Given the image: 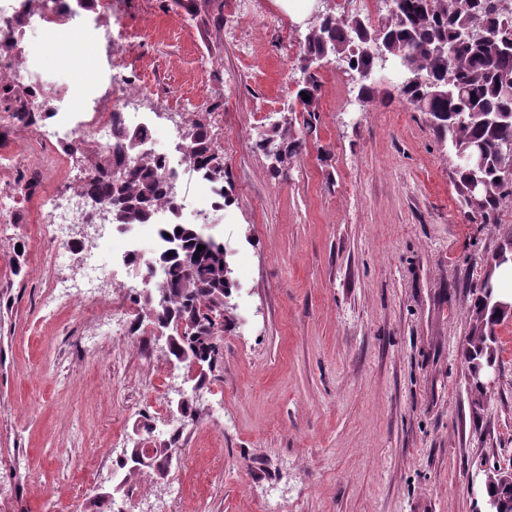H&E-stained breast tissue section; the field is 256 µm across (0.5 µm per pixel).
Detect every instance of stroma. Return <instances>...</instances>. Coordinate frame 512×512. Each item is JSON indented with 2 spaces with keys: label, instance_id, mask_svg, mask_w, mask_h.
Listing matches in <instances>:
<instances>
[{
  "label": "stroma",
  "instance_id": "1",
  "mask_svg": "<svg viewBox=\"0 0 512 512\" xmlns=\"http://www.w3.org/2000/svg\"><path fill=\"white\" fill-rule=\"evenodd\" d=\"M252 22L224 0L220 32L177 0H112L124 73L167 113L153 137L221 95L233 199L205 234L229 252L235 324L202 392L166 493L149 477L117 496L142 512H475L480 462L512 467V318L495 329L500 380L468 384L469 311L486 260L512 238L460 205L453 161L426 115L403 104L389 73L383 97L353 107L352 73L327 64L321 123L308 151L273 178L253 147L295 97L298 30L314 7L254 0ZM32 78L87 87L102 56L88 34H28ZM253 53L242 58L241 42ZM51 240L36 224L0 226V512H71L112 485V461L141 414L158 429L186 369L166 356L125 291L143 269L99 243L87 297L40 311ZM126 312L138 339L97 335L89 305Z\"/></svg>",
  "mask_w": 512,
  "mask_h": 512
}]
</instances>
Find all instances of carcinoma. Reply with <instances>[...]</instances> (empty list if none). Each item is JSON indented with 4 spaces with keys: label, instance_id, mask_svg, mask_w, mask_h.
<instances>
[{
    "label": "carcinoma",
    "instance_id": "carcinoma-1",
    "mask_svg": "<svg viewBox=\"0 0 512 512\" xmlns=\"http://www.w3.org/2000/svg\"><path fill=\"white\" fill-rule=\"evenodd\" d=\"M385 22L375 29L359 12H323L321 23L308 29L300 40L302 61L333 56L349 64L350 70L367 72L359 84L357 99L366 111L382 93L378 72L384 70L370 52V38L379 34L387 62L398 66L400 99L428 117L437 140L456 158L454 180L461 204L483 224L496 222L503 205L512 206V180L505 178V146H512V47L502 38H485V30L512 33V13L501 0H391L386 5ZM448 87L444 97L428 96L427 83ZM309 99H303V95ZM321 81L316 73L302 74L297 83L298 107L283 125H274L257 134L253 148L272 158V173L288 172L284 164L307 148V136L319 121ZM145 129H131L115 123L116 147L112 152H94L88 158V188L111 209L112 223L145 224L155 211L169 202V187L162 177V160L140 152L147 139ZM182 138L189 148L196 169L217 183H227L224 203L231 202L228 171L221 148L213 142L201 119L188 123ZM479 153L483 165L472 169L462 158ZM177 250L151 258L146 265L159 263L163 278L150 288L134 291L132 302L141 317H155L160 329L170 331L167 357L191 369L195 363L205 367L197 377L196 390L207 387L208 374L222 359V336L232 323L231 295L233 269L224 244L207 238L193 224L173 225ZM205 249L197 251V246ZM471 318L494 327L505 316L484 310L475 301ZM488 334L472 332L467 340L466 360L471 370L487 363ZM201 411L200 402L191 397L180 410L172 412L179 422L168 438L150 448L134 445L123 449L112 470L114 491H129L138 478L147 475L157 490L167 485L177 457L184 453L179 445L180 430Z\"/></svg>",
    "mask_w": 512,
    "mask_h": 512
}]
</instances>
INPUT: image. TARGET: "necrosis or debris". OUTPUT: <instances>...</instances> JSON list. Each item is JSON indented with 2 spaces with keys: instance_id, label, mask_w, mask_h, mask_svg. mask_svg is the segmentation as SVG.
<instances>
[{
  "instance_id": "1",
  "label": "necrosis or debris",
  "mask_w": 512,
  "mask_h": 512,
  "mask_svg": "<svg viewBox=\"0 0 512 512\" xmlns=\"http://www.w3.org/2000/svg\"><path fill=\"white\" fill-rule=\"evenodd\" d=\"M94 14L97 38L110 55L120 50L112 39V0H94L88 9H58L55 0H0V170L15 171L9 187L0 186V223L20 224L24 209H31L46 229L74 221L77 205L92 206L84 181L71 186L73 201L61 205L56 196V180L65 174L71 158L84 152L87 142L110 150L115 141L112 122L137 128L155 124L163 105L142 111L141 101L150 99L147 86L130 87L127 76L114 73L92 94L52 83L30 80L33 54L27 41L31 25H39L45 38L80 27L86 14ZM22 100L27 112L46 113L45 121L34 124L33 138L17 149H8L9 138L18 136L25 126L14 115L13 103ZM175 191L168 206L159 209L145 230L154 237L155 247L167 250L162 233L166 224L180 223L190 213L194 223L207 224L212 212L221 210L224 201L218 191H210L204 202L192 201L182 179H175Z\"/></svg>"
}]
</instances>
